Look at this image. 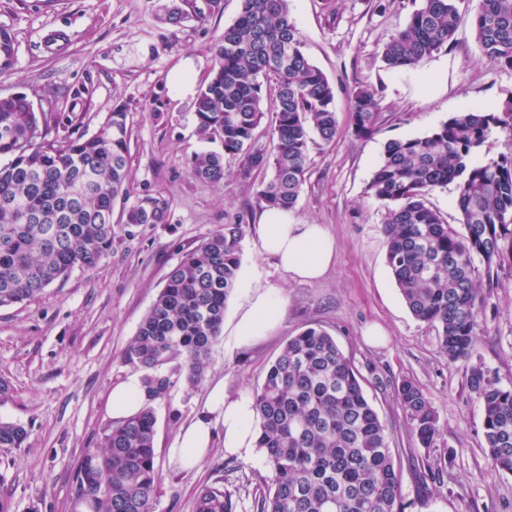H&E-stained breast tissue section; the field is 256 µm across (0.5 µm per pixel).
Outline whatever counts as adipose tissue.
Instances as JSON below:
<instances>
[{
    "instance_id": "ef3b65f1",
    "label": "adipose tissue",
    "mask_w": 512,
    "mask_h": 512,
    "mask_svg": "<svg viewBox=\"0 0 512 512\" xmlns=\"http://www.w3.org/2000/svg\"><path fill=\"white\" fill-rule=\"evenodd\" d=\"M262 253L279 269L300 282L324 277L336 260V241L324 225L292 224L287 212L265 210L255 228ZM285 317V305L277 288L256 286L247 289L231 322L224 327L236 345L249 346L277 329ZM145 395L139 376L131 375L113 384L107 411L120 420L138 412ZM256 408L246 394L229 395L223 383L210 387L201 411L182 425L170 447L172 458L182 468L193 469L210 453L215 436H222L224 453L249 458L256 449Z\"/></svg>"
}]
</instances>
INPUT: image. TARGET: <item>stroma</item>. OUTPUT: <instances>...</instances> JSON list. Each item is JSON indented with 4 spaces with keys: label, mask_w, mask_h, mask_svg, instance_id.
I'll return each mask as SVG.
<instances>
[{
    "label": "stroma",
    "mask_w": 512,
    "mask_h": 512,
    "mask_svg": "<svg viewBox=\"0 0 512 512\" xmlns=\"http://www.w3.org/2000/svg\"><path fill=\"white\" fill-rule=\"evenodd\" d=\"M162 0H0V28L15 42L11 71L0 76V96L26 94L35 109L60 113L61 134L92 135L115 105L132 124L131 193L116 201L112 249L92 271L74 269L41 298L0 308V420L23 425L19 448H0V503L8 512H82L75 472L85 449L95 447L111 421L106 402L113 383L133 374L123 352L139 322L184 253L224 225L244 226L242 264L225 319L243 302L247 285L276 286L286 306L282 326L240 348L227 336L213 345L202 386L179 384L156 402L155 512H193L197 488L223 484L235 512H258L269 470L262 453L228 458L222 446L194 469L170 457L180 425L203 406L208 385L228 394H253L289 337L321 326L335 337L364 379V390L391 437L401 468L405 512H512V474L485 453L482 405L458 365L438 348L437 330L408 310L386 263L381 208L367 186L386 143L422 137L463 109L482 111L512 98V70L483 58L472 17L477 0H462L461 24L448 50L405 71L385 69L383 45L408 23L420 0H292V13L310 60L338 92L339 134L313 140L307 182L289 211L292 224H322L337 256L316 282L292 280L261 250L254 226L261 213L254 196L258 174L243 175L225 159L223 186L193 179L189 159L221 151L198 133L194 93L170 79L190 64L201 88L213 66L212 46L237 18L240 0L180 25L162 20ZM378 90V128L368 137L350 126L351 90ZM149 198L169 203L160 224H127L124 211ZM496 307L479 317L474 358L502 380H512V269L498 273ZM373 324L387 336L368 345ZM418 383L437 415L430 448L410 436L393 384ZM432 466L440 477L421 496L415 471Z\"/></svg>",
    "instance_id": "35a3bbf8"
}]
</instances>
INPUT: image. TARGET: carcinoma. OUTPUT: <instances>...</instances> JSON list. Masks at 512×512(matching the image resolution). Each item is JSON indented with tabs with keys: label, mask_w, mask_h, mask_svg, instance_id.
Masks as SVG:
<instances>
[{
	"label": "carcinoma",
	"mask_w": 512,
	"mask_h": 512,
	"mask_svg": "<svg viewBox=\"0 0 512 512\" xmlns=\"http://www.w3.org/2000/svg\"><path fill=\"white\" fill-rule=\"evenodd\" d=\"M458 0H422L407 26L384 44L389 70L412 69L453 42ZM220 0H192V13L169 0L168 20L204 18ZM474 37L481 56L512 68V0H479ZM214 66L195 102L199 134L223 152L201 151L190 175L224 183V157L244 172L263 173L255 188L262 209H294L308 173L312 136L338 134L336 86L305 51L291 0H242L236 20L213 46ZM15 43L0 29V75L14 64ZM275 112L269 146L254 131L266 107ZM379 120L374 89L352 92L351 127L372 135ZM506 152L487 162L477 154L490 135ZM131 129L116 106L89 137L61 135L53 112H37L27 95L0 96V307L35 299L76 267L94 270L112 248L115 200L127 197ZM455 185L462 230L427 206L437 188ZM368 193L384 211L386 263L409 311L437 328L440 351L461 363L482 404L485 451L512 474V381L470 360L478 317L493 295L480 276L512 268V101L486 112H457L430 135L395 139L384 148ZM169 205L147 199L125 214L128 224L166 220ZM243 225L226 224L187 251L143 316L123 353L144 371L146 402L135 415L103 430L77 467L79 496L92 512H155L158 472L153 403L179 380L200 385L212 345L223 331L226 301L242 263ZM423 448L438 435L431 401L414 381L394 387ZM256 447L271 473L260 512H405L401 473L386 426L367 398L363 378L336 338L308 327L288 339L253 394ZM27 430L0 420V447L19 448ZM195 512H233L224 486L204 484Z\"/></svg>",
	"instance_id": "carcinoma-1"
}]
</instances>
